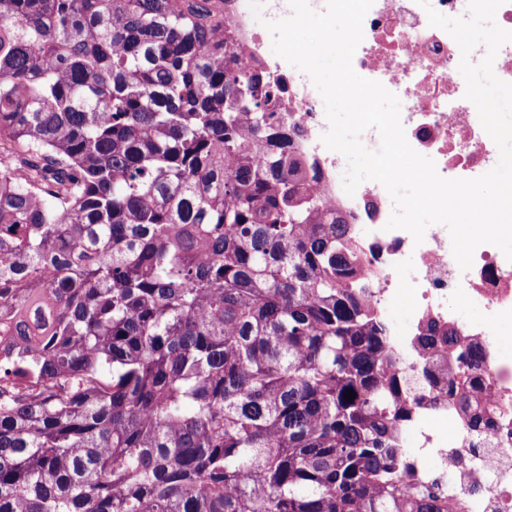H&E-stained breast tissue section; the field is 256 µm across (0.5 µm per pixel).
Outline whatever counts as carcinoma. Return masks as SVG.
Listing matches in <instances>:
<instances>
[{"instance_id":"cac0c4a2","label":"carcinoma","mask_w":512,"mask_h":512,"mask_svg":"<svg viewBox=\"0 0 512 512\" xmlns=\"http://www.w3.org/2000/svg\"><path fill=\"white\" fill-rule=\"evenodd\" d=\"M248 54L224 0H0V512H448L403 437L438 398Z\"/></svg>"}]
</instances>
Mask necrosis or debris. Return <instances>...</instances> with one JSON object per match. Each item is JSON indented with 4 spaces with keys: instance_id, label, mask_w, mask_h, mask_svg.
<instances>
[{
    "instance_id": "4bbe7bcc",
    "label": "necrosis or debris",
    "mask_w": 512,
    "mask_h": 512,
    "mask_svg": "<svg viewBox=\"0 0 512 512\" xmlns=\"http://www.w3.org/2000/svg\"><path fill=\"white\" fill-rule=\"evenodd\" d=\"M247 0H224V20L249 41L252 53L263 52L272 36L252 26ZM363 40L353 57L360 76L380 82L401 102V123L410 146L432 158L446 179L479 177L497 163L496 144L485 132L475 105L466 99L459 71L461 51L444 30L430 26L417 0H374L363 21ZM271 81H284L288 106L301 134L298 145L315 156L324 178V193L367 244V266L373 271L367 287L372 305L386 311L396 296L410 300L412 320L390 325L394 346L408 364L421 361L413 341L431 319L448 326L483 352L474 370L476 383L489 400L512 406V355L505 353L496 324H512V261L497 247L476 248L473 264L461 271L444 225H430L422 243L403 229H387L394 203L376 181L362 182L354 195L339 184L342 154L329 150L321 137L329 129L325 109L311 79L296 68L268 66ZM415 257L411 276H403L406 257ZM482 304L491 320L467 323L457 309ZM411 428L418 437L409 456L416 478L430 477L428 459L439 457V488L449 505L465 501L464 512H512V420L470 433L459 409L440 403L420 410Z\"/></svg>"
}]
</instances>
